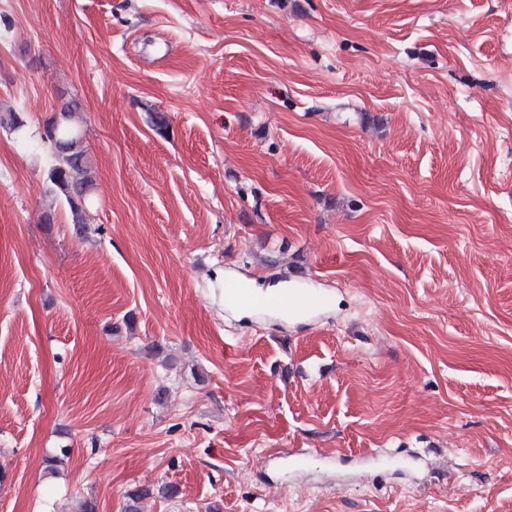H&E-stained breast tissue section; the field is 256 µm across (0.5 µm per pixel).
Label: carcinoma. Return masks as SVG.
Instances as JSON below:
<instances>
[{
    "label": "carcinoma",
    "mask_w": 512,
    "mask_h": 512,
    "mask_svg": "<svg viewBox=\"0 0 512 512\" xmlns=\"http://www.w3.org/2000/svg\"><path fill=\"white\" fill-rule=\"evenodd\" d=\"M77 105L68 103L59 115L44 128L42 141L54 158L49 171L52 192L61 197L68 207L71 224L82 230L87 224L88 191L92 183V168L83 147L80 129L73 124Z\"/></svg>",
    "instance_id": "cac0c4a2"
}]
</instances>
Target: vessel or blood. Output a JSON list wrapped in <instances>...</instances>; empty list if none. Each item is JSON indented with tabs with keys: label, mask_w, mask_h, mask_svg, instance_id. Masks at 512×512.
Returning a JSON list of instances; mask_svg holds the SVG:
<instances>
[{
	"label": "vessel or blood",
	"mask_w": 512,
	"mask_h": 512,
	"mask_svg": "<svg viewBox=\"0 0 512 512\" xmlns=\"http://www.w3.org/2000/svg\"><path fill=\"white\" fill-rule=\"evenodd\" d=\"M224 298L230 308L236 310L263 311L273 309L282 313L292 312L294 318H302L320 308L322 300L319 296L305 288L290 287L275 297L265 299L256 296L251 289L235 278L229 279L225 285Z\"/></svg>",
	"instance_id": "vessel-or-blood-1"
}]
</instances>
